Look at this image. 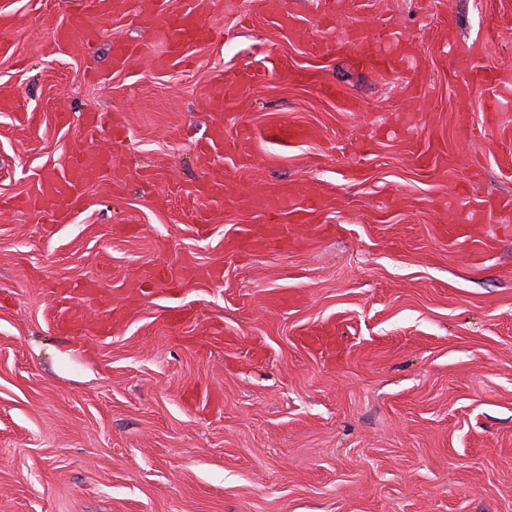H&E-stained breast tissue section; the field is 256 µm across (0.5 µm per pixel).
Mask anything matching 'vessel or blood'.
<instances>
[{
    "instance_id": "b4317fda",
    "label": "vessel or blood",
    "mask_w": 512,
    "mask_h": 512,
    "mask_svg": "<svg viewBox=\"0 0 512 512\" xmlns=\"http://www.w3.org/2000/svg\"><path fill=\"white\" fill-rule=\"evenodd\" d=\"M126 5L127 0H83L80 8L70 13L67 25L54 29V46L67 52L84 51L99 37L101 22L122 13ZM138 12L141 25L158 32L167 44L166 53L152 59L153 66L160 69L177 64L188 46L203 44L214 35L213 27L204 20V0H194L186 10L165 7L164 0H140ZM318 49L326 55L352 57L367 69L389 70L395 66L393 58L383 56L358 28L346 39L321 42ZM103 173H122L112 153L79 150L64 154L34 175L24 203L49 211L51 217H66L79 200V186ZM254 206L266 214L288 216L299 231L305 232L319 203L314 200L295 205L289 203L287 194L275 193L257 198Z\"/></svg>"
}]
</instances>
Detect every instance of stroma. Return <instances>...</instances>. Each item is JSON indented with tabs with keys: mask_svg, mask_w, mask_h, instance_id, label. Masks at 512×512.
Instances as JSON below:
<instances>
[{
	"mask_svg": "<svg viewBox=\"0 0 512 512\" xmlns=\"http://www.w3.org/2000/svg\"><path fill=\"white\" fill-rule=\"evenodd\" d=\"M80 2L0 0V93L22 102L0 108V201L80 148L125 172L63 223L0 213V512H512V105L484 103L512 73V0H280L303 37L260 0H211L218 37L163 70L133 2L84 53L49 50ZM354 25L400 69L315 51ZM118 41L141 49L122 69ZM210 168L223 200L196 192ZM273 185L322 196L310 231L225 252L264 233L250 198ZM453 210L491 217L447 234ZM167 266L177 284L113 315L74 297L82 331L54 317L78 284Z\"/></svg>",
	"mask_w": 512,
	"mask_h": 512,
	"instance_id": "1",
	"label": "stroma"
}]
</instances>
